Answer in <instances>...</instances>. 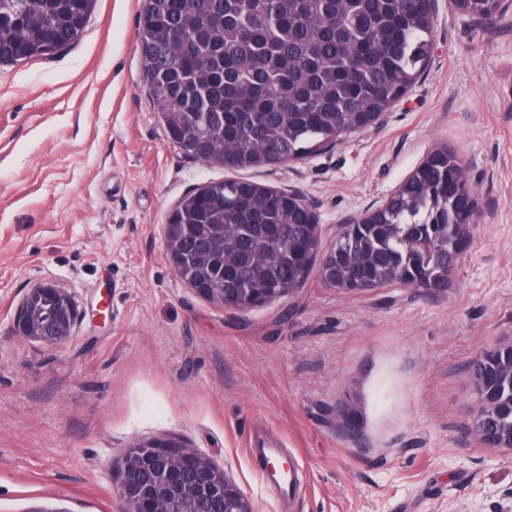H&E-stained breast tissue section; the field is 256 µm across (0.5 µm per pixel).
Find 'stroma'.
Wrapping results in <instances>:
<instances>
[{
    "label": "stroma",
    "mask_w": 512,
    "mask_h": 512,
    "mask_svg": "<svg viewBox=\"0 0 512 512\" xmlns=\"http://www.w3.org/2000/svg\"><path fill=\"white\" fill-rule=\"evenodd\" d=\"M141 7L97 0L75 45L0 65V512H117L113 456L161 441L206 453L256 512H512V453L469 429L470 365L512 340V11L475 23L437 0L429 66L375 126L238 173L299 195L328 241L448 146L480 212L447 287L346 292L314 271L229 310L165 249L181 197L230 173L159 124ZM46 280L86 312L61 346L14 332ZM257 435L300 458L290 503L247 452Z\"/></svg>",
    "instance_id": "35a3bbf8"
}]
</instances>
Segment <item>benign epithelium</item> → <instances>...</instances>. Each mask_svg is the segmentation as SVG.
<instances>
[{"instance_id": "7a95c632", "label": "benign epithelium", "mask_w": 512, "mask_h": 512, "mask_svg": "<svg viewBox=\"0 0 512 512\" xmlns=\"http://www.w3.org/2000/svg\"><path fill=\"white\" fill-rule=\"evenodd\" d=\"M457 207L476 219L478 196L473 187L448 188ZM192 224L165 225L164 240L177 277L201 298L233 309L222 288H208L186 274ZM84 316L76 297L50 281L36 284L23 296L14 322L15 334L27 341L63 345L73 337ZM475 406L470 431L475 435L492 425L488 409L497 388L491 376L473 377ZM118 512H254L236 483L199 449L174 443L142 445L112 459Z\"/></svg>"}]
</instances>
